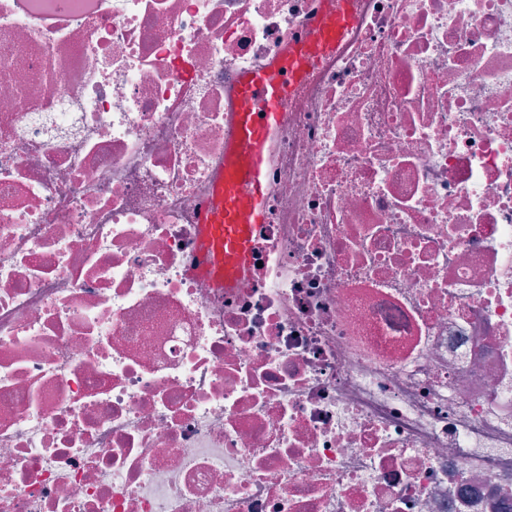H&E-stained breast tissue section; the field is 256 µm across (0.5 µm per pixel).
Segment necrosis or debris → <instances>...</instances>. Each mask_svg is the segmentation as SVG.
I'll use <instances>...</instances> for the list:
<instances>
[{
    "instance_id": "obj_1",
    "label": "necrosis or debris",
    "mask_w": 512,
    "mask_h": 512,
    "mask_svg": "<svg viewBox=\"0 0 512 512\" xmlns=\"http://www.w3.org/2000/svg\"><path fill=\"white\" fill-rule=\"evenodd\" d=\"M325 2L0 0V512H512V0H356L190 270ZM305 35L262 67L240 72L224 144V171L202 212L194 273L233 288L253 265L254 235L267 219L268 169L282 107L307 69L336 48L355 19V0H335Z\"/></svg>"
}]
</instances>
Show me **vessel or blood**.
<instances>
[{
    "mask_svg": "<svg viewBox=\"0 0 512 512\" xmlns=\"http://www.w3.org/2000/svg\"><path fill=\"white\" fill-rule=\"evenodd\" d=\"M355 19V0H334L305 35L262 67L240 72L224 144V171L202 212L196 274L231 288L250 273L254 235L267 219L268 169L282 107L307 69L335 49Z\"/></svg>",
    "mask_w": 512,
    "mask_h": 512,
    "instance_id": "vessel-or-blood-1",
    "label": "vessel or blood"
}]
</instances>
